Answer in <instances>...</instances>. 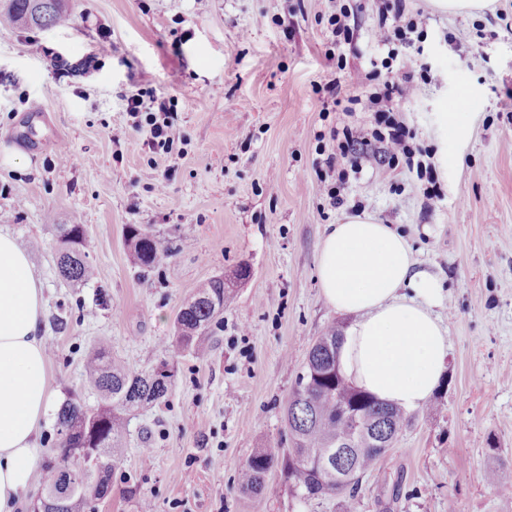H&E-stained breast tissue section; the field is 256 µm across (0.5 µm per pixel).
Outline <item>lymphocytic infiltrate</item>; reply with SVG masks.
<instances>
[{"mask_svg": "<svg viewBox=\"0 0 512 512\" xmlns=\"http://www.w3.org/2000/svg\"><path fill=\"white\" fill-rule=\"evenodd\" d=\"M424 23L423 13H412L408 0H379L371 38L388 59L396 61V74L383 79L373 68L343 81L328 80L321 87L326 101L345 116L328 132L330 148L323 160L326 175L320 180L334 206L344 204L343 191L350 174L360 173L366 166L401 159L409 162L417 152L415 134L400 120L399 112L428 72L421 60L423 50L415 42ZM124 100L135 128H146L149 149L172 153L174 138L168 115L175 108L173 100L141 90L125 95ZM358 112L372 115L369 138H360L350 122Z\"/></svg>", "mask_w": 512, "mask_h": 512, "instance_id": "obj_1", "label": "lymphocytic infiltrate"}]
</instances>
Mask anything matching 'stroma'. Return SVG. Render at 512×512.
<instances>
[{
    "instance_id": "35a3bbf8",
    "label": "stroma",
    "mask_w": 512,
    "mask_h": 512,
    "mask_svg": "<svg viewBox=\"0 0 512 512\" xmlns=\"http://www.w3.org/2000/svg\"><path fill=\"white\" fill-rule=\"evenodd\" d=\"M334 2L66 0L69 25H0V229L43 242L30 260L47 301L49 386L58 401L96 404L83 363L102 339L133 370L164 364L173 375L166 401L131 417L107 496L83 512H140L145 498L154 512H332L293 501L279 471L257 496L239 491L237 473L257 449L288 447L283 409L311 346L353 321L325 302L317 257L328 225L364 212L403 233L419 268L443 281L449 356L435 411H412L356 512H512V112L501 108L512 0L476 15L410 0L426 17L431 67L402 106L419 143L438 150L437 113L470 95L469 134L449 141L457 162L430 209L402 164L364 168L338 208L320 188L317 136L338 119L315 91L339 74L327 56ZM296 3L288 38L277 19ZM458 29L468 42H448ZM88 55V71L51 68ZM141 87L177 105L172 153L150 151L132 126L123 97ZM74 217L98 271L79 288L56 272L50 228ZM134 225L193 245L142 274ZM218 274L232 295L209 355L175 351L179 309Z\"/></svg>"
}]
</instances>
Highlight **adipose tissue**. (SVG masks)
<instances>
[{
    "instance_id": "obj_1",
    "label": "adipose tissue",
    "mask_w": 512,
    "mask_h": 512,
    "mask_svg": "<svg viewBox=\"0 0 512 512\" xmlns=\"http://www.w3.org/2000/svg\"><path fill=\"white\" fill-rule=\"evenodd\" d=\"M317 274L326 303L356 317L338 352L345 378L404 409L425 405L448 357L441 280L417 268L402 234L367 213L329 225ZM44 311L28 254L0 230V512H15L43 453L41 423L54 401Z\"/></svg>"
}]
</instances>
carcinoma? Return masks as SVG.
Returning <instances> with one entry per match:
<instances>
[{"instance_id":"1","label":"carcinoma","mask_w":512,"mask_h":512,"mask_svg":"<svg viewBox=\"0 0 512 512\" xmlns=\"http://www.w3.org/2000/svg\"><path fill=\"white\" fill-rule=\"evenodd\" d=\"M64 4L65 0H7L0 20L30 29L60 26L68 19ZM54 231L58 276L73 286L91 282L96 271L88 261L93 247L84 225L56 224ZM128 240L135 264L148 271L164 264L175 248L186 247L183 239L174 246L141 227L130 228ZM229 296L222 275L201 283L176 315L172 347L205 355L209 329L224 314ZM341 338V329L332 326L310 349L284 407L289 447L254 453L238 472L242 492L259 494L266 474L278 468L291 499L305 505L339 500L342 512H354L361 479L386 455L379 439L386 432L398 437L409 417L402 408L365 394L341 375L337 366ZM85 374L100 401L88 407L71 399L57 411L54 456L40 472L48 495L43 504L47 512H81L88 498H103L119 460L127 416L164 400L172 388V374L135 373L112 356V347L104 340L87 355ZM341 453L345 458L338 469L336 457Z\"/></svg>"}]
</instances>
